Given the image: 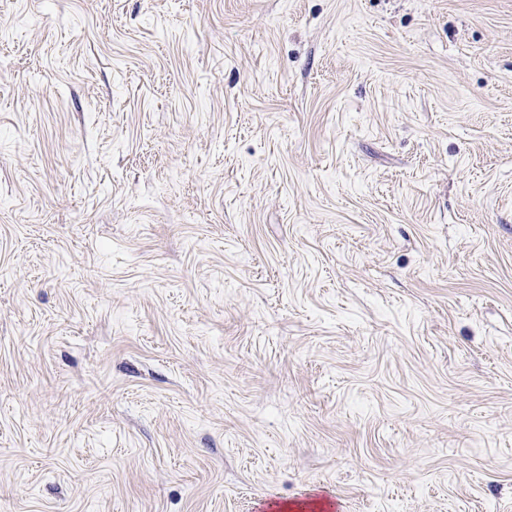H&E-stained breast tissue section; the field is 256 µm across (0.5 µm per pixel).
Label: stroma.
<instances>
[{
    "label": "stroma",
    "mask_w": 512,
    "mask_h": 512,
    "mask_svg": "<svg viewBox=\"0 0 512 512\" xmlns=\"http://www.w3.org/2000/svg\"><path fill=\"white\" fill-rule=\"evenodd\" d=\"M512 512V0H0V512Z\"/></svg>",
    "instance_id": "obj_1"
}]
</instances>
